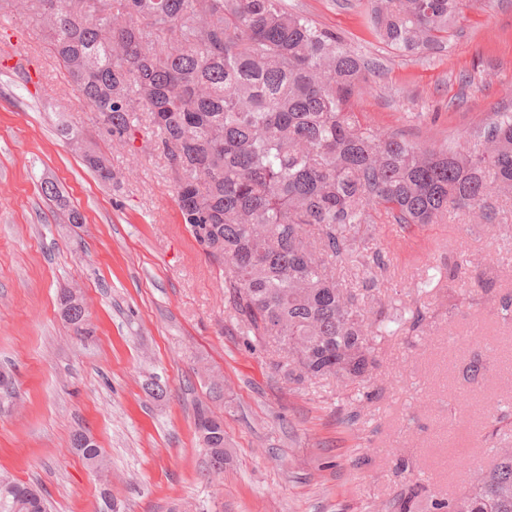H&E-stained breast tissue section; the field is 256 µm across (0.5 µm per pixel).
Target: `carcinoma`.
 Returning <instances> with one entry per match:
<instances>
[{"instance_id": "carcinoma-1", "label": "carcinoma", "mask_w": 512, "mask_h": 512, "mask_svg": "<svg viewBox=\"0 0 512 512\" xmlns=\"http://www.w3.org/2000/svg\"><path fill=\"white\" fill-rule=\"evenodd\" d=\"M463 0H367L370 28L410 56L440 46ZM40 18L50 53L112 140L142 131L180 160L175 200L195 240L219 242L224 290L251 335L284 353L290 383L365 380L377 338L403 316L361 307L336 278L358 260L376 287L382 249L359 236L380 208L402 226L441 224L448 208L489 215L512 197V113L497 112L462 143L427 148L360 124L349 109L369 63L335 31L284 0H0ZM103 182L112 165L83 151ZM65 322L87 332L88 311L59 295ZM195 429L224 468V419L201 407ZM87 464L102 448L76 445ZM407 485L384 512H512V451L471 474L470 487L420 500ZM0 512H47L37 488L0 475Z\"/></svg>"}]
</instances>
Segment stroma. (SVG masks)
Here are the masks:
<instances>
[{"mask_svg": "<svg viewBox=\"0 0 512 512\" xmlns=\"http://www.w3.org/2000/svg\"><path fill=\"white\" fill-rule=\"evenodd\" d=\"M285 3L369 62L351 98L363 124L440 146L512 112V0H465L447 43L416 57L372 34L364 0ZM9 25L16 54L39 59L44 89L0 69V370L15 381L0 398V474L40 488L49 512H98V478L71 446L86 430L118 512H380L408 479L431 496L460 494L470 468L512 448V424L487 414H512V322L498 312L512 296V199L495 200L489 221L452 210L404 233L375 214L361 233L391 259L377 297L406 321L376 347L371 401L333 378L288 382L276 346L232 319L224 270L183 224L163 157L146 139L128 146L102 131L40 21L0 14ZM62 122L119 183L97 180ZM46 179L82 224L45 199ZM462 251L469 265L455 280L417 291L421 270L454 267ZM484 273L496 281L488 295ZM66 288L84 294L88 335L61 316ZM153 377L166 397L146 392ZM200 406L224 417L228 461L216 476L195 433Z\"/></svg>", "mask_w": 512, "mask_h": 512, "instance_id": "1", "label": "stroma"}]
</instances>
